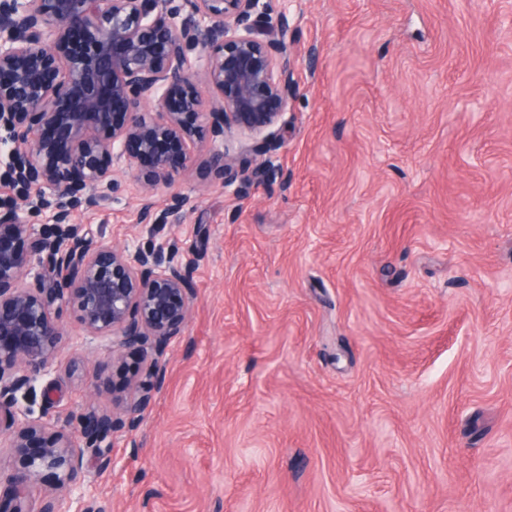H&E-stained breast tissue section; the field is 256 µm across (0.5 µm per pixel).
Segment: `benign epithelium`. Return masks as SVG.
Wrapping results in <instances>:
<instances>
[{"label":"benign epithelium","instance_id":"benign-epithelium-1","mask_svg":"<svg viewBox=\"0 0 512 512\" xmlns=\"http://www.w3.org/2000/svg\"><path fill=\"white\" fill-rule=\"evenodd\" d=\"M172 0H9L0 9V166L25 190L23 207L0 218V442L23 458L20 470L0 459L13 507L0 512H106L88 491L85 450L99 466L113 464L104 442L137 427L158 380L155 363L186 326L192 288L190 248L167 230V214L150 195L140 208L138 239L109 247L69 223L70 209L89 193L117 185V164L150 159L139 177L169 185L194 163L192 148L210 133L223 136L210 168L228 187L273 174L267 155L279 142L234 146L236 130L259 135L297 95L292 81V30L286 12L268 19L270 0H188L178 20ZM201 78L214 101L193 90ZM125 108L108 121L109 101ZM162 109L153 117L150 104ZM261 158L236 168L239 155ZM45 214L49 235L24 209ZM72 310L81 344L112 337V360L139 351L150 361L122 415L91 410L63 426L37 422L19 394L51 374L65 336L60 318ZM39 450L29 452L32 443ZM53 470L62 497L26 508L40 472Z\"/></svg>","mask_w":512,"mask_h":512}]
</instances>
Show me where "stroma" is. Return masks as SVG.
Instances as JSON below:
<instances>
[{
	"label": "stroma",
	"mask_w": 512,
	"mask_h": 512,
	"mask_svg": "<svg viewBox=\"0 0 512 512\" xmlns=\"http://www.w3.org/2000/svg\"><path fill=\"white\" fill-rule=\"evenodd\" d=\"M296 98L276 174L225 186L206 136L71 221L123 246L143 195L199 252L137 429L85 464L110 512H512V0H272ZM187 197L176 210L173 195ZM73 345L29 405L63 424L143 378Z\"/></svg>",
	"instance_id": "obj_1"
}]
</instances>
